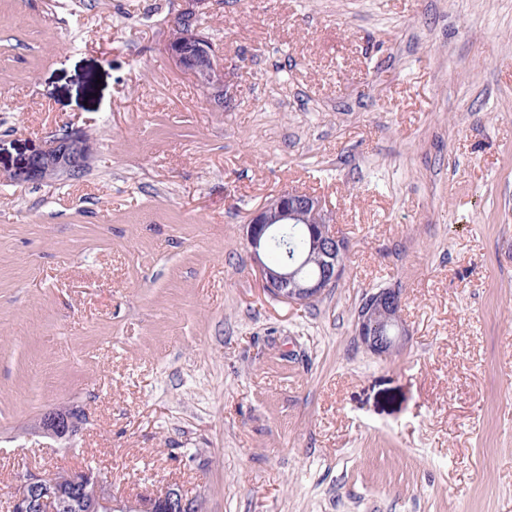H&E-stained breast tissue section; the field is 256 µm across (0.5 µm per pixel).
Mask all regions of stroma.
I'll return each instance as SVG.
<instances>
[{"label": "stroma", "instance_id": "35a3bbf8", "mask_svg": "<svg viewBox=\"0 0 512 512\" xmlns=\"http://www.w3.org/2000/svg\"><path fill=\"white\" fill-rule=\"evenodd\" d=\"M183 6L0 0V512L87 469L201 512H512V0H208L221 111L165 53ZM71 131L79 178L10 181ZM291 188L349 241L303 306L245 236ZM401 306V293L394 288L368 292L361 300L355 314V335L372 354L389 357L403 345L407 330L400 318ZM83 420L84 419L82 416H80V420H78L76 417H73L70 414H60L51 411L45 414L43 429L49 435L64 436L76 431Z\"/></svg>", "mask_w": 512, "mask_h": 512}]
</instances>
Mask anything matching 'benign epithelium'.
<instances>
[{
	"label": "benign epithelium",
	"mask_w": 512,
	"mask_h": 512,
	"mask_svg": "<svg viewBox=\"0 0 512 512\" xmlns=\"http://www.w3.org/2000/svg\"><path fill=\"white\" fill-rule=\"evenodd\" d=\"M184 2L185 7L174 21L180 39L168 41L166 54L178 70L200 84L215 106L222 108L230 96L224 66L201 27L206 0ZM89 154L90 143L85 135L78 132L57 137L12 170L9 179L28 183L68 178L84 169ZM286 224L305 227V256L281 264L263 262L261 255L267 251V240ZM246 239L257 260L263 288L287 304L305 305L316 300L335 285L341 272L337 258L345 243L332 230L322 200L311 193L288 189L260 204L248 218ZM309 263L319 269L314 279L299 276L300 267ZM401 306V293L394 288L369 292L361 300L355 314V335L372 354L389 357L403 345L407 330L400 318ZM80 424L71 415L51 411L45 414L43 429L49 435L64 436L76 431ZM75 496L79 498L81 512H199L198 500L173 486L119 503L108 478L93 470L72 477L68 485L56 477L27 474L11 494L10 512H68Z\"/></svg>",
	"instance_id": "1"
}]
</instances>
